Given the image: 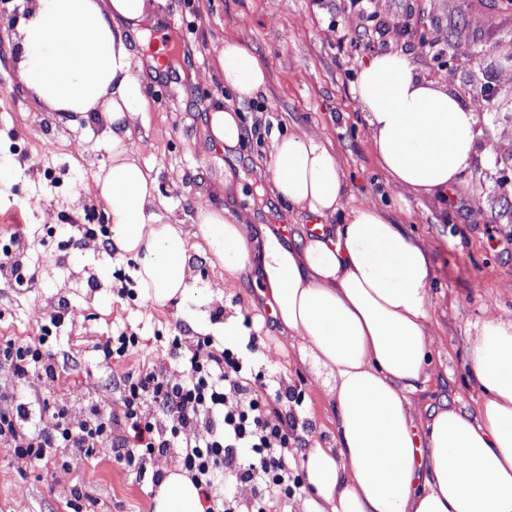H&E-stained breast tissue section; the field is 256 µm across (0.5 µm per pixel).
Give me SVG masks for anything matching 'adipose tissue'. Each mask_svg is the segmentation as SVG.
<instances>
[{
	"mask_svg": "<svg viewBox=\"0 0 512 512\" xmlns=\"http://www.w3.org/2000/svg\"><path fill=\"white\" fill-rule=\"evenodd\" d=\"M164 4L29 0L14 32L19 75L44 111L73 124L106 121L111 152L95 188L116 253L135 260L147 299L163 307L202 295L193 236L229 277L259 269L283 336L325 372L336 418L332 441L300 456L302 512H512V315L484 318L467 339L481 393L474 408L423 412L411 395L436 371L428 249L377 205L344 204V170L316 136L273 134L255 177L288 211L309 214L317 234L290 241L252 224L248 209L209 203L190 224L162 220L157 179L137 158L144 93L130 39ZM219 61L237 101L265 89V67L238 41L225 40ZM353 94L394 187L419 198L462 187L481 129L447 84L420 77L396 51L363 64ZM153 512H204L185 471L163 477Z\"/></svg>",
	"mask_w": 512,
	"mask_h": 512,
	"instance_id": "ef3b65f1",
	"label": "adipose tissue"
}]
</instances>
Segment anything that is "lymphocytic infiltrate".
<instances>
[{
    "label": "lymphocytic infiltrate",
    "mask_w": 512,
    "mask_h": 512,
    "mask_svg": "<svg viewBox=\"0 0 512 512\" xmlns=\"http://www.w3.org/2000/svg\"><path fill=\"white\" fill-rule=\"evenodd\" d=\"M171 348L186 352L185 375L177 379L162 368L124 371L118 379L122 409L112 416L94 404L77 411L13 396L10 410H0V442L31 459L51 448L89 455L106 447L139 477L155 482L162 477L159 461L177 453L204 498H211L215 486L224 488L220 504L206 512H278L304 495V482L291 464L299 452V412L288 387L248 375L247 355L255 341L243 348L219 346L205 335L187 349L176 336ZM0 357L19 381L57 374L55 355L42 336L7 340ZM47 417L52 426L44 425ZM239 483L250 486V498L237 497L233 487Z\"/></svg>",
    "instance_id": "lymphocytic-infiltrate-1"
}]
</instances>
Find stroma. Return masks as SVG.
Instances as JSON below:
<instances>
[{
	"label": "stroma",
	"instance_id": "1",
	"mask_svg": "<svg viewBox=\"0 0 512 512\" xmlns=\"http://www.w3.org/2000/svg\"><path fill=\"white\" fill-rule=\"evenodd\" d=\"M27 2L9 0L10 18L0 19V167L11 173L0 200V238L22 233L19 258L30 276L22 288L0 283V343L36 336L59 302L67 308L50 339L65 368L57 378L32 379L26 392L52 406L93 403L103 414L119 412L107 370L181 371L169 337L186 326L221 343L224 325L233 322L240 341L257 338L252 372L281 380L301 398L306 443L330 440L336 418L317 369L288 347L252 280L225 277L196 254L195 272L211 301L155 307L133 279L135 262L103 251L90 234L89 212L104 206L93 176L108 158L106 139L101 126L44 112L21 82L11 22ZM407 15L417 35L392 30ZM157 26L174 29L166 65L177 69V81L151 74L146 46H133L131 68L148 75L138 158L157 178L164 221L187 219L206 201L236 206L244 194L254 199V223L303 233L311 218L288 212L270 192L255 194L250 180L273 132L313 133L343 167L345 204L389 210L430 250L435 349L444 371L414 401L473 406L479 392L466 366L467 338L488 314L512 313V94L500 89L512 75V7L505 0H167ZM423 36L440 44V57L421 47ZM228 38L247 47L269 79L265 91L238 104L244 138L224 150L209 141L205 126L209 107L225 99L218 57ZM388 51L408 55L421 76L446 82L465 104L485 88L498 89L497 104L478 113L482 134L463 192L437 202L388 185L351 93L361 62ZM48 140L54 148L46 152ZM228 171L241 192L225 191ZM122 332L148 344L103 369L100 345ZM155 490L108 448L89 456L61 449L28 461L0 443V512H152Z\"/></svg>",
	"mask_w": 512,
	"mask_h": 512
}]
</instances>
